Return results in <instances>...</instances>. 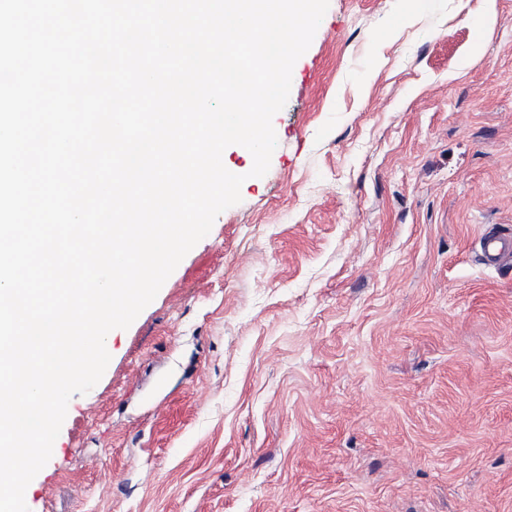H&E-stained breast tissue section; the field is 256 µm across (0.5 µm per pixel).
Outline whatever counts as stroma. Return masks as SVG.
I'll return each instance as SVG.
<instances>
[{
	"label": "stroma",
	"mask_w": 512,
	"mask_h": 512,
	"mask_svg": "<svg viewBox=\"0 0 512 512\" xmlns=\"http://www.w3.org/2000/svg\"><path fill=\"white\" fill-rule=\"evenodd\" d=\"M273 126L29 512H512V0H330ZM482 260L485 264H495L507 255H512V237L504 238L495 231L485 233L481 240Z\"/></svg>",
	"instance_id": "stroma-1"
}]
</instances>
